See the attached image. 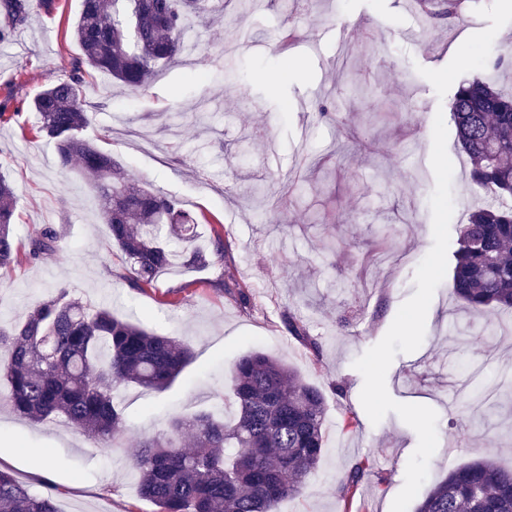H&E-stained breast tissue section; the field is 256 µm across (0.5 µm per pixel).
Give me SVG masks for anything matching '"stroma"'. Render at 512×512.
Segmentation results:
<instances>
[{
  "instance_id": "1",
  "label": "stroma",
  "mask_w": 512,
  "mask_h": 512,
  "mask_svg": "<svg viewBox=\"0 0 512 512\" xmlns=\"http://www.w3.org/2000/svg\"><path fill=\"white\" fill-rule=\"evenodd\" d=\"M81 8L82 0H58L53 15L33 16L0 46V105L18 115L0 124L14 231L23 248L45 225L62 234L54 255L19 258L0 275V322L24 319L64 288L188 342L194 357L166 390L121 389L127 430L112 450L59 418L30 422L1 404L0 467L35 492L55 485L59 512H157L138 493L131 454L172 416L222 410L231 367L260 349L321 388L327 404L326 453L279 512H336L346 472L367 455L377 469L353 512H391L418 437L392 412L371 423L353 363L417 290L415 270L433 244L434 117L445 112L453 127L456 84L512 56V10L503 0H463L448 20L421 14L412 0H263L253 11L224 0V18L208 24L199 50L145 93L100 83L87 96L85 137L194 213L202 239L220 228L227 241L223 262L175 266L141 292L127 282L88 178L76 167L60 171L54 144L26 131L33 97L80 53L71 30ZM447 153L455 241L477 194L456 136ZM231 278L247 286L249 305L224 290ZM449 286L434 293L421 346L398 354L386 375L395 401L438 415L430 486L481 457L512 468V396L479 412L455 398L476 369L512 371V312L465 313ZM290 311L319 340L321 357L288 332ZM490 322L493 337L484 333ZM347 415L357 424L340 429Z\"/></svg>"
}]
</instances>
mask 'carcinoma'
Here are the masks:
<instances>
[{"label": "carcinoma", "mask_w": 512, "mask_h": 512, "mask_svg": "<svg viewBox=\"0 0 512 512\" xmlns=\"http://www.w3.org/2000/svg\"><path fill=\"white\" fill-rule=\"evenodd\" d=\"M223 0H83L73 28L80 55L63 78L33 101L35 136L54 144L60 168L79 165L92 176L91 192L114 246L129 265L130 287L142 290L176 264L206 266L195 246L196 218L174 199L130 179L117 162L81 132L90 122L83 90L98 76L145 91L166 66L186 54L191 22L208 24ZM426 13L454 17L460 0H417ZM57 0H0V43ZM451 114L457 141L469 157L472 182L482 193L455 251L452 294L473 312L512 309V97L484 74L460 82ZM15 194L0 173V269L18 257L13 233ZM61 235L46 227L28 257L43 260ZM288 331L306 337L293 313ZM191 346L117 316L90 310L62 288L33 304L26 317L0 324V389L15 413L33 422L64 419L104 449L126 430L118 391L127 386L167 388L192 359ZM231 418L200 413L176 417L143 440L130 458L139 494L157 512H277L313 474L325 449V396L285 362L261 351L232 368ZM190 434L194 448L181 446ZM375 473L365 458L350 468L341 499L349 512L355 494ZM0 512H58L55 488L35 494L0 469ZM416 512H512V470L490 460L453 469L420 501Z\"/></svg>", "instance_id": "obj_1"}]
</instances>
